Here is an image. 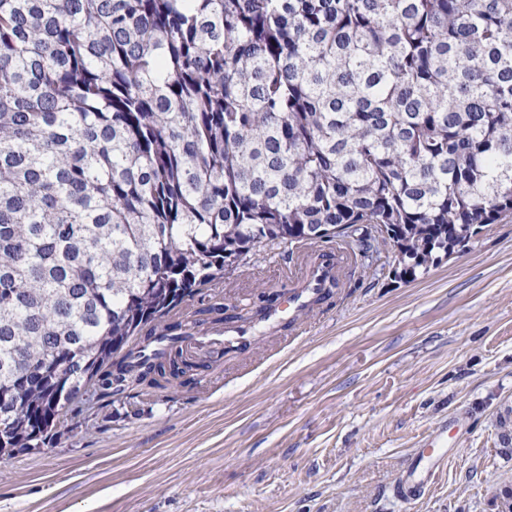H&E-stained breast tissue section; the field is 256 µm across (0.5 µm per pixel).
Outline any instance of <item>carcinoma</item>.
<instances>
[{"instance_id":"cac0c4a2","label":"carcinoma","mask_w":512,"mask_h":512,"mask_svg":"<svg viewBox=\"0 0 512 512\" xmlns=\"http://www.w3.org/2000/svg\"><path fill=\"white\" fill-rule=\"evenodd\" d=\"M511 215L512 0H0V457L198 382L170 315L230 256L414 281Z\"/></svg>"}]
</instances>
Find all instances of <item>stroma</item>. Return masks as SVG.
<instances>
[{
  "label": "stroma",
  "instance_id": "stroma-1",
  "mask_svg": "<svg viewBox=\"0 0 512 512\" xmlns=\"http://www.w3.org/2000/svg\"><path fill=\"white\" fill-rule=\"evenodd\" d=\"M302 263L263 251L211 291L284 293ZM343 281L197 387L84 413L0 459V512H496L512 489V217L414 281ZM433 440L446 462L396 497ZM419 462L412 460L405 471L399 489L394 488V494L405 500H415L421 493L423 479L418 477Z\"/></svg>",
  "mask_w": 512,
  "mask_h": 512
}]
</instances>
